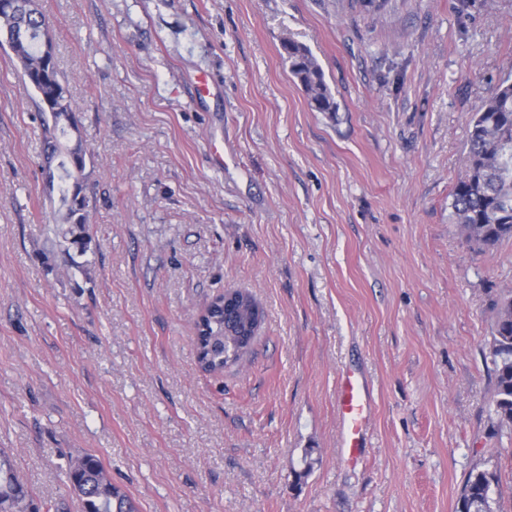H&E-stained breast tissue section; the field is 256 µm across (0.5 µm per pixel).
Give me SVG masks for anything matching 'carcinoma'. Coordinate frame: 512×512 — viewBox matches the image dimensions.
Listing matches in <instances>:
<instances>
[{"label": "carcinoma", "instance_id": "obj_1", "mask_svg": "<svg viewBox=\"0 0 512 512\" xmlns=\"http://www.w3.org/2000/svg\"><path fill=\"white\" fill-rule=\"evenodd\" d=\"M46 20L34 0H13L0 11V36L12 51L23 76L36 93L35 104L44 126L43 150L47 160L58 155L57 166L44 169L49 190L59 188L61 221L66 227L56 232L59 246L67 253L74 248L85 253L90 242V199L87 195L86 152L81 140L61 148L67 121L75 118L67 81L55 58L42 51ZM282 49L292 76L316 112H338L336 98L311 51L290 38ZM466 171L452 192L453 223L462 227L468 242L491 249L512 239V78L500 81L491 96L473 113L469 133ZM492 364L495 376L493 411L500 423L512 424V293L497 305L493 328ZM240 336L224 334V296L215 297L197 322L196 350L200 369L219 373L252 346ZM71 489L82 498L84 512H135L132 501L106 477L103 465L86 454L67 471ZM498 478L483 470H472L465 479L457 512H495ZM0 512H30L24 489L10 463L0 462Z\"/></svg>", "mask_w": 512, "mask_h": 512}]
</instances>
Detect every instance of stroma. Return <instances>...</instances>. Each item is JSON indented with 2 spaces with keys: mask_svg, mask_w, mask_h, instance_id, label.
<instances>
[{
  "mask_svg": "<svg viewBox=\"0 0 512 512\" xmlns=\"http://www.w3.org/2000/svg\"><path fill=\"white\" fill-rule=\"evenodd\" d=\"M38 3L92 241L73 260L55 242L34 91L0 47V456L35 512H84L65 473L85 454L138 512H456L476 467L512 512V425L490 410L512 240L479 249L449 217L470 118L512 74V0ZM234 289L262 327L202 372L196 321ZM345 371L374 399L354 460ZM282 49L292 76L305 92L308 104L317 112L334 115L339 105L326 84L324 73L311 51L303 44L290 38L282 42Z\"/></svg>",
  "mask_w": 512,
  "mask_h": 512,
  "instance_id": "35a3bbf8",
  "label": "stroma"
}]
</instances>
